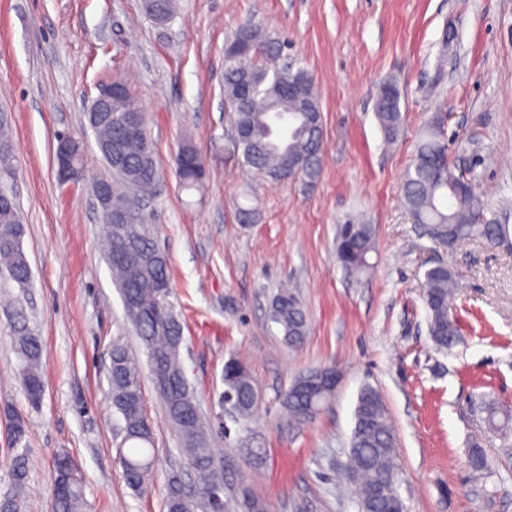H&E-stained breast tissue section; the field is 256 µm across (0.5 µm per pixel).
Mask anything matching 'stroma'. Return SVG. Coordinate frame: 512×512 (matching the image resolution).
Returning <instances> with one entry per match:
<instances>
[{
	"mask_svg": "<svg viewBox=\"0 0 512 512\" xmlns=\"http://www.w3.org/2000/svg\"><path fill=\"white\" fill-rule=\"evenodd\" d=\"M259 21L289 41L292 62L318 89L324 127L316 183L272 184L247 173L224 110V44ZM454 48L443 51L446 29ZM142 108L161 181L146 211L169 260L168 300L183 323L181 359L203 417L216 431L226 512H243L248 485L267 512H358L339 488L364 386L382 395L397 441L406 512H512V426L482 421L483 405L512 411V236L443 247L401 201L423 126L435 112L455 136L451 156L473 168L500 223L512 227V0H179L166 26L144 0H0V109L14 145L9 177L23 216L32 276L24 290L42 344L44 394L31 407L0 305V407L27 423L24 512H48L55 463L71 457L84 512H164L168 476L191 484L152 381L145 412L155 428L151 489L136 493L119 463L120 414L109 394L112 346L147 357L127 321L105 260L93 183L108 177L88 110L114 76ZM400 91L401 124L385 147L375 115L385 81ZM81 138L85 172L61 184L56 137ZM191 145L206 172L182 191L172 161ZM254 209L243 222L239 211ZM373 225L371 268L345 269L336 230ZM457 274L452 313L461 341L437 349L423 301V273ZM300 296L309 319L301 347L268 322L278 289ZM240 355L259 393L251 422L266 460L252 468L236 450L241 423L221 401L224 363ZM333 362L343 374L312 421L291 424L280 396L305 370ZM481 448L488 467L474 472Z\"/></svg>",
	"mask_w": 512,
	"mask_h": 512,
	"instance_id": "1",
	"label": "stroma"
}]
</instances>
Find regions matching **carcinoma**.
<instances>
[{"instance_id": "obj_1", "label": "carcinoma", "mask_w": 512, "mask_h": 512, "mask_svg": "<svg viewBox=\"0 0 512 512\" xmlns=\"http://www.w3.org/2000/svg\"><path fill=\"white\" fill-rule=\"evenodd\" d=\"M149 16L159 25L175 15V0H146ZM287 41L269 35L257 24L241 26L224 45V100L226 111L234 115L239 131L238 148L247 171L278 184L293 180L313 182L320 175L322 151V115L313 77L304 69L283 65L281 57ZM112 83L120 88L113 97L112 122L96 128V136L106 141H121L126 165L111 172L112 211L133 205L136 197L152 195L158 172L153 145L144 114L128 111L133 95L120 79ZM376 117L387 141L396 138L401 111L397 84L389 81L379 87ZM13 145L7 126H0V169L8 168ZM175 168L180 186L186 191L202 186L205 171L198 155L189 145L176 155ZM404 206L414 223L424 227L429 237L447 246L444 238L450 229L458 242L469 238L499 242L507 236L506 225L488 216L490 209L477 191L474 170L455 166L448 152L442 116L429 117L426 130L402 184ZM105 234L112 260L108 261L113 280L131 323L146 350L155 392L161 400L168 422L178 436L182 452L197 477L195 500L186 495L181 478H168L164 496L166 512H220L224 503L215 502L210 491L220 486L214 465L212 431L203 423L198 404L189 388L180 358L183 325L167 301L169 289L168 258L155 250L146 228L140 224H106ZM21 223L16 197L0 202V280L4 288L16 284L22 288L30 278V267L22 247ZM374 229L370 224H341L336 232V258L356 272L369 270L368 255L373 250ZM456 286L452 268L438 264L424 273L423 299L428 314L429 335L435 346L447 350L461 340L457 320L450 313ZM10 338L22 361L20 376L28 403L37 407L43 396L42 345L29 327L24 305L17 299L9 308ZM268 320L292 347L302 345L308 336L307 313L298 296L288 289L276 293L270 302ZM333 363L311 368L299 375L282 394L280 402L288 419L306 423L310 411L322 409L334 394L323 390L313 394L302 391V384L319 382ZM112 406L122 416L120 464L129 487L137 492L147 489L155 466V429L144 412V393L140 366L121 345L112 347L109 378ZM223 399L230 400L241 420H252L258 393L247 363L232 355L224 366ZM8 434L15 446L10 458V477L15 493L0 499L4 512H19V493L28 479L26 451L17 449L25 435L24 419L6 407ZM238 453L255 468L265 461L261 437L247 432L239 438ZM350 466L347 480L357 488L360 512H404L399 493V469L396 462V438L387 418L380 392L364 387L357 399L355 426L351 436ZM245 512H266L265 504L254 497L247 485L240 490ZM83 479L80 471L61 457L56 464L49 512H83Z\"/></svg>"}]
</instances>
